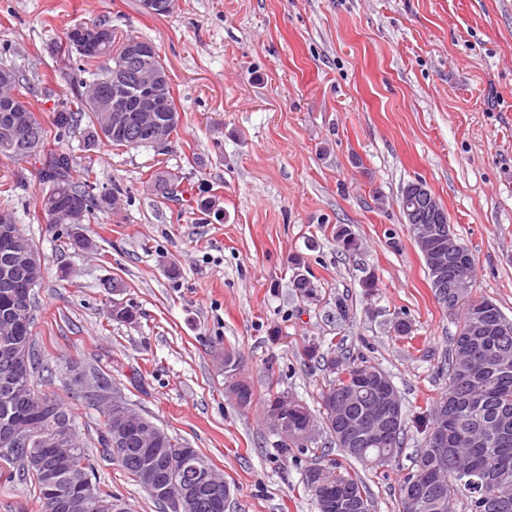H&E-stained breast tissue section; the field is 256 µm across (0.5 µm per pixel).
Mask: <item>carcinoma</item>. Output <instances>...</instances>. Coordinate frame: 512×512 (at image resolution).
Listing matches in <instances>:
<instances>
[{"label": "carcinoma", "instance_id": "carcinoma-1", "mask_svg": "<svg viewBox=\"0 0 512 512\" xmlns=\"http://www.w3.org/2000/svg\"><path fill=\"white\" fill-rule=\"evenodd\" d=\"M98 27L106 29L107 39L101 45L100 51L92 54L77 49L73 45H66L70 54L76 55V62L81 71L88 67L95 68L93 79L83 81L78 91L76 108L64 107L53 113L52 126L59 132H65L78 125L81 118L88 119L90 131L88 139H102L112 146L140 147L151 146V138L145 128L149 127L148 112H131L126 127L114 130L110 126L112 113L104 106H95L90 100L91 90L97 82L104 78L105 70L109 64L107 57L122 51L126 39L118 36L112 27L100 23ZM29 86L20 82V77L10 67L0 66V154L18 160L34 158L41 162L39 170L40 180L47 185L42 191L35 206L46 219L48 224H68L71 221L69 207L76 204L80 208L78 223L90 220L95 212L106 209L112 205V198L95 196L88 190L89 184H80L73 180L74 169L72 157L63 151L48 148V129L37 119L26 101ZM161 95L165 100L164 111L159 113L160 121L166 123L167 133L176 132L180 115L174 104L170 90V82L166 81L161 87ZM21 112L27 115L29 125L36 133L38 150L31 152L28 141L24 138V131L13 123L15 114ZM178 186V177L172 173H160L154 177V188L162 194H170V188ZM38 252L36 245L25 234L18 230L12 241L9 251H4L0 245V277L3 276L5 264L10 259L23 260L25 255ZM17 285L34 279L41 281L42 264L37 262L32 266L22 264L13 270ZM481 312L491 320L508 327L505 336L495 339L494 347L499 351L507 366L488 372L483 376L476 374L474 362L479 359L478 351L470 346L473 339L474 314ZM448 315L457 319V330L451 338V348L448 353V392L440 397L435 405L450 398H463L466 405L460 416L463 427L471 431V439L461 444L463 448L473 449L480 447L484 453L479 458L481 468L495 474L500 492V500L492 507L481 500L479 491L461 482L458 477V457L464 453H456L455 448H448V463L445 464L443 477L448 480V491L453 495L465 498L467 512H512V321L505 317L493 302L485 298H476L471 289L460 288L448 299ZM14 319V309L4 303L0 297V348L6 344L17 341L27 348L29 356V374L18 382L15 390L9 394L0 391V423L6 421L25 422L31 418L41 420L43 429L49 431L60 423L73 425V417L62 403H56L54 413L41 412L37 398L38 391L33 387L34 373L40 367V357L35 345L33 332L34 321H29L28 330L21 336H15L9 330ZM357 364L336 361L338 376L335 381L328 384L322 391L321 409L322 419L311 412L309 407L298 401L288 406V435L287 440L280 444L282 448L294 446V435L306 431L308 424H320L322 431L329 435L336 443V447L347 461H355L371 468L387 465L398 454L402 445L404 425H399L398 434L381 441L366 437L351 447L345 445L340 437L336 424V407H341L348 414L359 417L369 409L365 392L354 393L343 377L353 375V368ZM109 389L118 393V400L110 405H102L104 415L103 429L99 432L98 445L100 453L105 458L117 459L122 469L132 477L146 492H151L148 480L142 473L138 449L157 448L166 455L173 465H178L181 456L186 452L185 445L170 436L163 428L153 421L137 413L121 394V389L112 381V378L97 374ZM121 419L129 427L124 447L126 450L117 452L108 441L116 426V420ZM72 447L76 448V465L83 470L84 476L93 477L94 466L91 462L87 448L71 435ZM8 464L20 463L21 479H31L37 489L38 499L44 512H50L48 501V480L53 477L62 480L64 471L57 466L45 467L29 459L24 450H11L0 455ZM308 480L307 487L313 488L310 480L315 478L322 484L324 490H334L336 486L354 499L364 503V512H370L371 500L368 487L360 474L354 468H347L342 463L333 460L324 467L309 469L305 474Z\"/></svg>", "mask_w": 512, "mask_h": 512}]
</instances>
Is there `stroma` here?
Listing matches in <instances>:
<instances>
[{"mask_svg":"<svg viewBox=\"0 0 512 512\" xmlns=\"http://www.w3.org/2000/svg\"><path fill=\"white\" fill-rule=\"evenodd\" d=\"M99 21L164 61L180 114L168 150L90 146L82 124L50 132L74 178L92 171L94 195L120 190L115 210L85 224L35 215L40 162L0 155V212L43 257V377L97 481L129 512H163L99 453L102 412L72 383L95 369L223 475L225 512H319L305 472L339 451L326 434L280 448L266 402L285 392L318 410L328 360L344 358L385 372L401 397L400 453L362 473L370 512H399L456 332L407 230V184L425 183L446 209L475 259L474 296L512 320V0H175L165 16L140 0H0V65L26 79L42 124L76 100L66 32ZM164 170L179 177L175 197L151 187ZM341 225L357 250L339 246ZM77 233L89 248L69 246ZM299 273L311 298L292 286ZM116 301L134 322L113 319ZM399 316L409 336L394 335ZM228 350L254 388L249 407L225 390ZM9 472L0 460V512H42L32 483Z\"/></svg>","mask_w":512,"mask_h":512,"instance_id":"1","label":"stroma"}]
</instances>
